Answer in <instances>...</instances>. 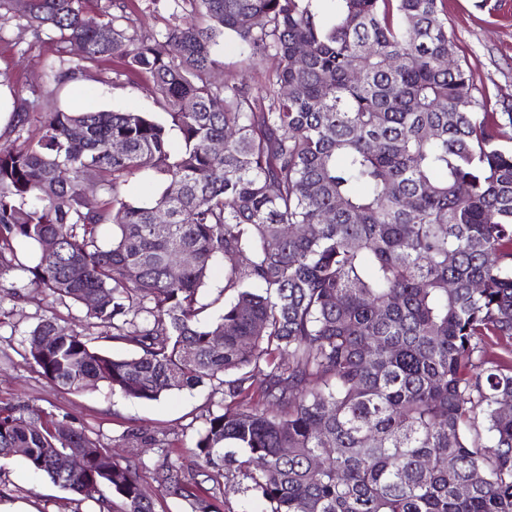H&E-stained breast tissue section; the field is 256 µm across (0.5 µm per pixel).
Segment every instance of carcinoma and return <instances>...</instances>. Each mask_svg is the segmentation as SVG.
<instances>
[{
    "label": "carcinoma",
    "mask_w": 512,
    "mask_h": 512,
    "mask_svg": "<svg viewBox=\"0 0 512 512\" xmlns=\"http://www.w3.org/2000/svg\"><path fill=\"white\" fill-rule=\"evenodd\" d=\"M322 2L166 0L164 29L143 33L127 0H106L95 28L86 0H0V25L80 47L53 81L116 59L165 110L49 112L33 137L30 103L16 102L0 145V276L20 272L15 296L78 307L85 326L40 319L24 357L74 392L153 401L208 387L219 401L191 450L224 454V470L199 480L158 433L129 434L160 449L157 490L187 512H220L217 487L238 477L265 512H512V107L448 68L445 0H330L329 21ZM226 33L275 59L262 92L213 80ZM139 172L162 188L132 203ZM20 241L40 248L35 265L17 263ZM218 263L224 309L210 318ZM92 328L134 354L91 347ZM14 448L104 512H153L139 465L66 414L0 406V458ZM68 448L92 452L64 466Z\"/></svg>",
    "instance_id": "obj_1"
}]
</instances>
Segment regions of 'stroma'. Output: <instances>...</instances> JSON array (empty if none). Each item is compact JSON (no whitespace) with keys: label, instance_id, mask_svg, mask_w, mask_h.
<instances>
[{"label":"stroma","instance_id":"obj_1","mask_svg":"<svg viewBox=\"0 0 512 512\" xmlns=\"http://www.w3.org/2000/svg\"><path fill=\"white\" fill-rule=\"evenodd\" d=\"M448 31L458 46V58L470 71L477 87L492 99L512 100V0H447ZM220 53L223 71L243 76L252 88L264 86L275 62L269 57L248 58L243 45L225 36ZM70 49L56 37L19 36L14 23L0 26V103L33 100L29 130L38 133L44 113L57 110H107L153 112L152 84L143 75L115 77L118 61L108 59L92 67L80 82L50 83V66L69 59ZM14 273L0 276V403L25 401L53 412L69 414L89 435L100 438L120 459L154 462L153 448L133 447L125 435L136 429L166 433L171 459L192 464V421L208 403L207 390L196 388L161 396L155 401L127 399L106 387L80 393L51 386L36 366L23 357L24 333L41 318L56 315L69 321L68 310L49 296L32 291L14 298L10 287ZM24 503L29 512H98L94 500L54 485L46 476L25 466L20 458L0 460V503Z\"/></svg>","mask_w":512,"mask_h":512}]
</instances>
